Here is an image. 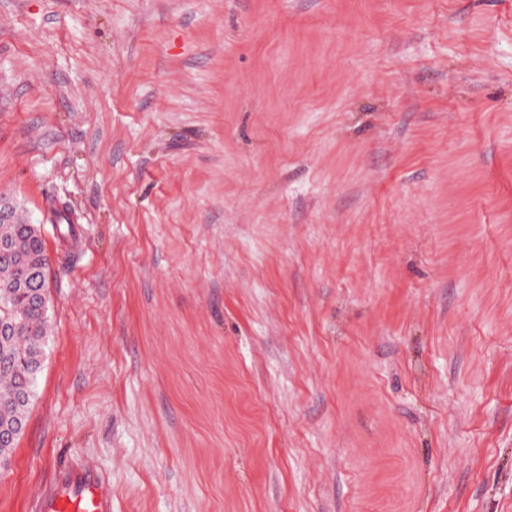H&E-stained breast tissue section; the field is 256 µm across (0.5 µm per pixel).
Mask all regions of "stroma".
I'll return each mask as SVG.
<instances>
[{"instance_id":"stroma-1","label":"stroma","mask_w":512,"mask_h":512,"mask_svg":"<svg viewBox=\"0 0 512 512\" xmlns=\"http://www.w3.org/2000/svg\"><path fill=\"white\" fill-rule=\"evenodd\" d=\"M0 194V512L73 454L112 512H512V0H0ZM48 267L42 225L17 208L0 218V323L16 327L11 336H0V431L21 425L13 441L0 436V458L8 463L26 424L50 330Z\"/></svg>"}]
</instances>
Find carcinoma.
<instances>
[{
  "label": "carcinoma",
  "instance_id": "1",
  "mask_svg": "<svg viewBox=\"0 0 512 512\" xmlns=\"http://www.w3.org/2000/svg\"><path fill=\"white\" fill-rule=\"evenodd\" d=\"M42 225L12 210L0 218V323L16 328L0 336V431L25 425L50 330Z\"/></svg>",
  "mask_w": 512,
  "mask_h": 512
}]
</instances>
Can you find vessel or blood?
I'll use <instances>...</instances> for the list:
<instances>
[{
    "label": "vessel or blood",
    "instance_id": "vessel-or-blood-1",
    "mask_svg": "<svg viewBox=\"0 0 512 512\" xmlns=\"http://www.w3.org/2000/svg\"><path fill=\"white\" fill-rule=\"evenodd\" d=\"M40 512H112V485L93 466L68 459L39 494Z\"/></svg>",
    "mask_w": 512,
    "mask_h": 512
}]
</instances>
